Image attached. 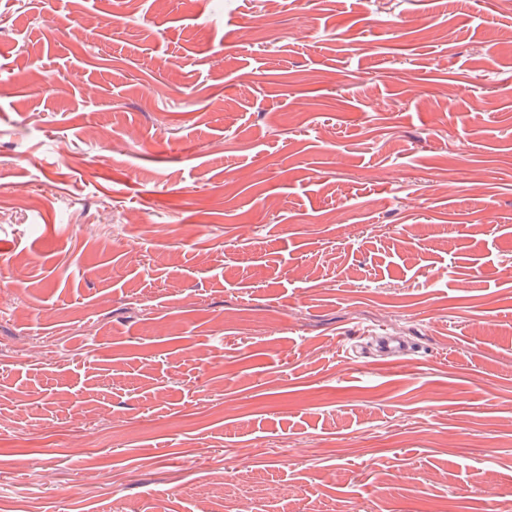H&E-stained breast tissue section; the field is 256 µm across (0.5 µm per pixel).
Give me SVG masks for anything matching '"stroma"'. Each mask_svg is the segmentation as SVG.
Segmentation results:
<instances>
[{"label":"stroma","mask_w":512,"mask_h":512,"mask_svg":"<svg viewBox=\"0 0 512 512\" xmlns=\"http://www.w3.org/2000/svg\"><path fill=\"white\" fill-rule=\"evenodd\" d=\"M0 273V512H512V0H0Z\"/></svg>","instance_id":"35a3bbf8"}]
</instances>
